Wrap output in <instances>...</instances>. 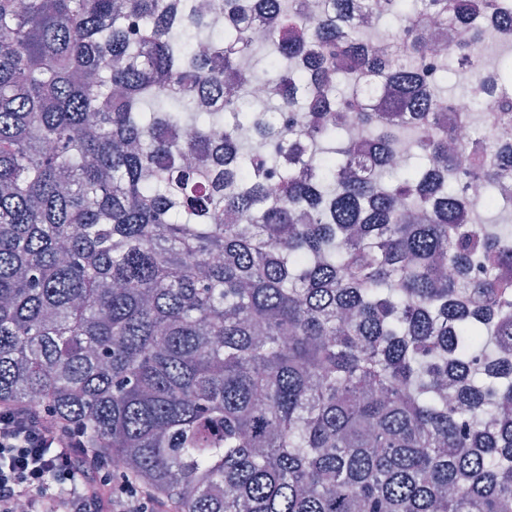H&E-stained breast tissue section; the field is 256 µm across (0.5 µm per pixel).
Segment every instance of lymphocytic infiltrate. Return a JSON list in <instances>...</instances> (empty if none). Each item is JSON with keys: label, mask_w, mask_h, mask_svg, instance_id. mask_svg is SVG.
<instances>
[{"label": "lymphocytic infiltrate", "mask_w": 512, "mask_h": 512, "mask_svg": "<svg viewBox=\"0 0 512 512\" xmlns=\"http://www.w3.org/2000/svg\"><path fill=\"white\" fill-rule=\"evenodd\" d=\"M108 467L81 435L0 403V512H170L133 481L110 483ZM59 484L67 496L56 495Z\"/></svg>", "instance_id": "lymphocytic-infiltrate-1"}]
</instances>
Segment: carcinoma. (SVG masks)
<instances>
[{"instance_id":"1","label":"carcinoma","mask_w":512,"mask_h":512,"mask_svg":"<svg viewBox=\"0 0 512 512\" xmlns=\"http://www.w3.org/2000/svg\"><path fill=\"white\" fill-rule=\"evenodd\" d=\"M491 16L512 35V0H0V401L172 512H512ZM431 28L475 38L428 81ZM261 46L286 127L234 83ZM457 70L498 99L481 141L431 123Z\"/></svg>"}]
</instances>
